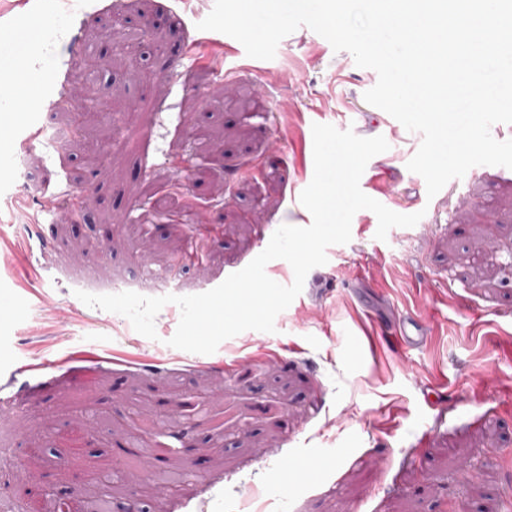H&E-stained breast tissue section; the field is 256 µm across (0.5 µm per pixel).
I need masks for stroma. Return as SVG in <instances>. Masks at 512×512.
Here are the masks:
<instances>
[{
    "label": "stroma",
    "instance_id": "1",
    "mask_svg": "<svg viewBox=\"0 0 512 512\" xmlns=\"http://www.w3.org/2000/svg\"><path fill=\"white\" fill-rule=\"evenodd\" d=\"M213 6L17 0L0 16V41L28 47L0 57L26 75L11 125L67 131L33 150L0 138V286L16 296L0 320V512L61 492L90 512L95 472L134 455L162 470L151 436L115 446L136 406L180 422L165 512H512V169L475 166L428 196L410 132L364 99L375 71L305 26L274 59L235 54L198 27ZM116 15L137 42L104 36ZM76 92L89 111L66 104ZM316 123L384 137L365 193L423 217L381 241L358 211L274 332L194 354L168 344L177 305L150 339L76 297L147 274L212 289L303 226ZM407 309L428 337L414 349L397 334Z\"/></svg>",
    "mask_w": 512,
    "mask_h": 512
}]
</instances>
